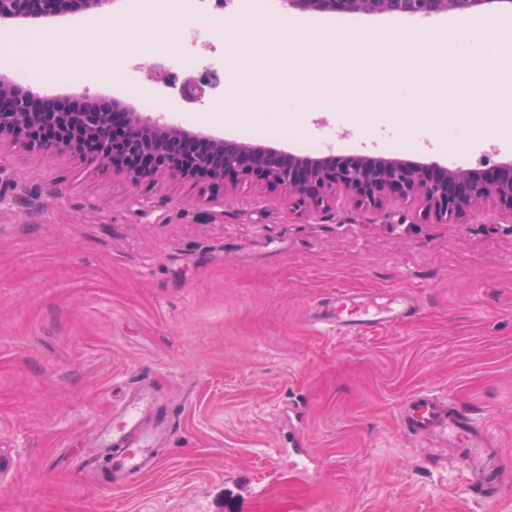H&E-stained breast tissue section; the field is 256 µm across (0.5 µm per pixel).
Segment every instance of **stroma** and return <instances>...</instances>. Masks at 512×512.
<instances>
[{"label":"stroma","mask_w":512,"mask_h":512,"mask_svg":"<svg viewBox=\"0 0 512 512\" xmlns=\"http://www.w3.org/2000/svg\"><path fill=\"white\" fill-rule=\"evenodd\" d=\"M110 12L72 54L92 41L109 50L116 26L140 60L143 42L164 45L127 0ZM362 21L441 42L453 29L446 14ZM123 79L82 71L39 90L110 100ZM223 99L219 88L198 103L194 130L238 138L239 124L212 112ZM369 105L374 136L427 133L428 148L399 151L403 161L512 160V135L473 134L456 100L446 126L400 128L391 102L364 90L330 112L304 108L294 127L279 122L291 106L277 96L252 141L295 153L326 126L356 143L353 117ZM414 210L387 219L340 196L312 219L247 182L134 186L75 154L0 147V512H512V486L476 501L398 423L412 392L445 393L512 459V223L488 207L445 224L409 221ZM339 288H401L423 307L369 336L318 331L305 311ZM140 377L187 404L159 469L112 488L75 454Z\"/></svg>","instance_id":"35a3bbf8"}]
</instances>
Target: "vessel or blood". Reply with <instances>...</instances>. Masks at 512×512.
Listing matches in <instances>:
<instances>
[{
	"instance_id": "vessel-or-blood-1",
	"label": "vessel or blood",
	"mask_w": 512,
	"mask_h": 512,
	"mask_svg": "<svg viewBox=\"0 0 512 512\" xmlns=\"http://www.w3.org/2000/svg\"><path fill=\"white\" fill-rule=\"evenodd\" d=\"M419 309L416 298L400 291L375 303L366 294L339 289L316 302L308 318L314 326L342 336H369L413 320ZM177 411L174 402L160 401L150 385L135 384L126 404L100 429L94 448L82 460L84 469H94L98 460L109 458L106 478L116 487L154 472ZM399 424L406 435L427 447L453 450L452 460L476 498L491 500L512 483V467L504 464L494 438L449 397L428 391L410 395L400 408Z\"/></svg>"
}]
</instances>
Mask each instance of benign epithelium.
<instances>
[{
	"instance_id": "7a95c632",
	"label": "benign epithelium",
	"mask_w": 512,
	"mask_h": 512,
	"mask_svg": "<svg viewBox=\"0 0 512 512\" xmlns=\"http://www.w3.org/2000/svg\"><path fill=\"white\" fill-rule=\"evenodd\" d=\"M28 0H0V22L35 19ZM105 0H50V13L76 15ZM303 12L388 15L475 14L490 6L512 8V0H288ZM31 88L0 78V147L19 143L45 156L89 154L129 182H187L207 178L236 185L245 180L262 192L282 191L299 215L327 212L343 194L358 206L384 211L401 201L418 205V215L437 223L462 218L478 205L512 222V163L488 171H452L437 164H410L366 155L305 158L262 146L228 141L181 129H167L121 100H86L79 112L56 104L38 105ZM129 121L115 135L121 118Z\"/></svg>"
}]
</instances>
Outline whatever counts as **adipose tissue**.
Instances as JSON below:
<instances>
[{
    "instance_id": "ef3b65f1",
    "label": "adipose tissue",
    "mask_w": 512,
    "mask_h": 512,
    "mask_svg": "<svg viewBox=\"0 0 512 512\" xmlns=\"http://www.w3.org/2000/svg\"><path fill=\"white\" fill-rule=\"evenodd\" d=\"M72 37L69 30L53 34L36 30L25 37L9 39L6 47L21 69L43 79H62L73 71L88 68L105 72L106 60L91 51L78 61H67L66 49Z\"/></svg>"
}]
</instances>
